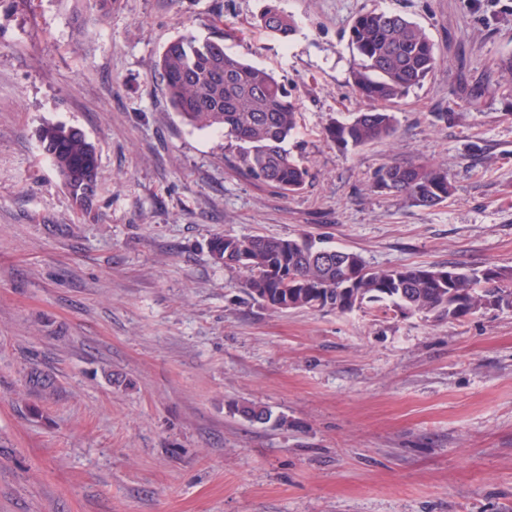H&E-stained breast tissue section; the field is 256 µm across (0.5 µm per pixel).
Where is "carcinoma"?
Returning <instances> with one entry per match:
<instances>
[{"instance_id": "1", "label": "carcinoma", "mask_w": 512, "mask_h": 512, "mask_svg": "<svg viewBox=\"0 0 512 512\" xmlns=\"http://www.w3.org/2000/svg\"><path fill=\"white\" fill-rule=\"evenodd\" d=\"M260 27L283 41L295 32L291 15L279 0H265ZM350 45L358 56L351 71L354 92L368 107L329 129L330 138L347 149L389 138L397 122L391 104L423 83L436 65V48L425 29L401 14L371 10L350 28ZM156 70L173 108L186 124L199 130L225 132L239 143L231 164L243 174L272 184L285 194L300 191L309 169L286 148L297 129V106L269 72L246 64L224 48L221 38L193 35L171 41ZM40 141L63 186L81 211L92 208L97 179L83 170L98 169L97 151L78 129L56 125L43 130ZM373 187L406 195L421 206H435L453 194L448 171L406 162L380 168ZM213 260L248 273L244 287L271 298L268 308L312 310L313 301L340 314L359 305L388 304L403 314L435 320H461L482 310V297L498 296L512 309V268L488 266L464 270L456 266H404L374 270L355 252L323 245L311 236L277 238L264 235H218L209 243Z\"/></svg>"}]
</instances>
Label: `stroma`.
<instances>
[{
  "label": "stroma",
  "mask_w": 512,
  "mask_h": 512,
  "mask_svg": "<svg viewBox=\"0 0 512 512\" xmlns=\"http://www.w3.org/2000/svg\"><path fill=\"white\" fill-rule=\"evenodd\" d=\"M263 6L0 0V512H512V310L278 313L208 252L307 233L372 269L512 267V0H281L285 42ZM374 8L424 27L437 64L393 136L346 151L328 129L365 107L348 39ZM190 34L296 100L299 193L230 166L234 139L166 101L155 63ZM58 123L97 149L86 213L40 151ZM408 161L454 195L375 191ZM265 2L258 17L260 27L282 41H288V38L295 32L294 19L281 9L278 0H265Z\"/></svg>",
  "instance_id": "1"
}]
</instances>
